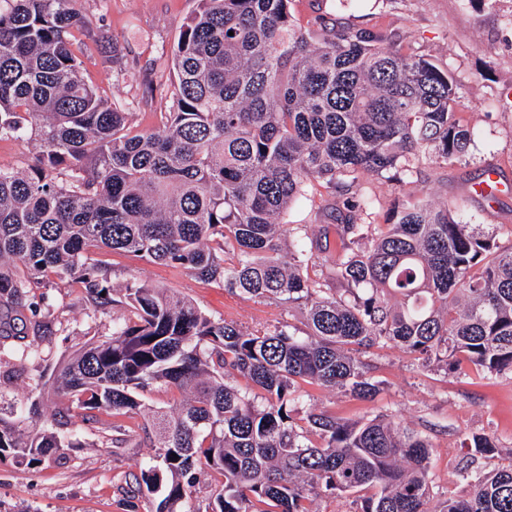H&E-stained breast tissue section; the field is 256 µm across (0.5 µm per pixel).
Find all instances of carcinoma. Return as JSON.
Listing matches in <instances>:
<instances>
[{
  "label": "carcinoma",
  "instance_id": "1",
  "mask_svg": "<svg viewBox=\"0 0 512 512\" xmlns=\"http://www.w3.org/2000/svg\"><path fill=\"white\" fill-rule=\"evenodd\" d=\"M168 61L174 79L147 86L166 102L142 131L81 76L79 0H0V139L42 146L26 172L0 169V361L21 375L40 355L12 313L47 316L33 286L83 285L92 314L122 304L112 336L41 373L20 399L0 393V462L38 468L78 447L69 409L47 413L48 390L94 429L99 414L148 418L153 464L134 475L155 512H318L319 498L360 495L359 512H512L508 463L473 435L467 496L430 507L431 444L381 416L355 422L309 409L299 382L377 389L354 352L392 345L458 374H512V246L427 198L362 224L367 176L398 183L430 160L464 157L457 86L429 60L363 31L320 35L297 24L291 0H199ZM318 181L349 189L336 225L333 280L309 264L330 251L329 228L285 235L280 217ZM102 248L178 264L202 282L251 299L306 308L304 335L215 320L167 288L134 281L113 297L92 255ZM245 384H230L228 377ZM172 393L165 407L144 393ZM203 472L219 475L202 511Z\"/></svg>",
  "mask_w": 512,
  "mask_h": 512
}]
</instances>
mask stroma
<instances>
[{
  "label": "stroma",
  "instance_id": "1",
  "mask_svg": "<svg viewBox=\"0 0 512 512\" xmlns=\"http://www.w3.org/2000/svg\"><path fill=\"white\" fill-rule=\"evenodd\" d=\"M198 7V0H82L93 34H78L85 79L103 96L124 105L133 122L156 129L162 106L145 92L149 75L143 66L169 52L181 27ZM300 23L322 28L367 30L381 36L399 35L408 53L429 59L447 70L460 89L457 112L473 131L468 154L444 166L426 164L412 183L399 186L374 178L360 187L373 201L369 223H385L395 202L404 195L430 192L458 211L469 224L493 225L501 245L512 244V192L496 197L476 193L488 164H496L502 179L512 184V0H292ZM117 40L137 68L117 75L108 48L95 32ZM337 195L314 183L306 199L282 216L284 227L307 225L316 233L325 224ZM95 259L114 288L138 280L170 289L191 300L202 312L256 328L284 323L300 329L303 309L249 299L225 288L190 277L180 266L153 264L104 248ZM52 304L49 363L70 355L90 339L112 333V318L92 316L80 285L60 283L45 288ZM378 385L373 400L339 390L304 386L306 406L343 421L383 415L416 428L433 445L430 481L434 502L468 494L463 436L488 434L499 452L484 459L490 471L512 454V376L461 375L445 365H421L396 348L360 353ZM121 425L129 442L112 443L113 425ZM143 417L101 415L97 429H84L80 417L71 427L79 431L82 448L64 463L49 462L35 469L0 465V512H127L125 499L134 484L136 462L153 453Z\"/></svg>",
  "mask_w": 512,
  "mask_h": 512
}]
</instances>
